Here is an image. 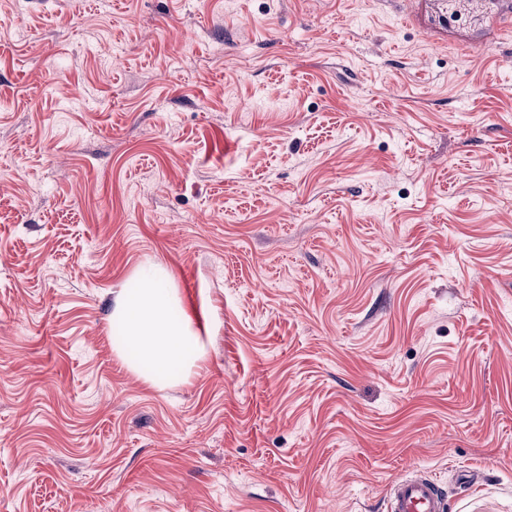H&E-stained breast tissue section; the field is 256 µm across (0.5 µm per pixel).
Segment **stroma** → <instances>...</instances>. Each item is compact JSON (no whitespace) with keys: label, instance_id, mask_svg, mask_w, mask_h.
I'll return each mask as SVG.
<instances>
[{"label":"stroma","instance_id":"35a3bbf8","mask_svg":"<svg viewBox=\"0 0 512 512\" xmlns=\"http://www.w3.org/2000/svg\"><path fill=\"white\" fill-rule=\"evenodd\" d=\"M447 5L0 0V512H512V28ZM137 278L138 288L123 292L114 308L124 336L117 350L132 349L151 380L165 379L195 365L204 346L189 323L173 315L175 296L165 271L141 268ZM446 506L438 484L422 473L396 481L387 496L388 512H446Z\"/></svg>","mask_w":512,"mask_h":512}]
</instances>
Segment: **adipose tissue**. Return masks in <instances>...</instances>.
I'll list each match as a JSON object with an SVG mask.
<instances>
[{"mask_svg": "<svg viewBox=\"0 0 512 512\" xmlns=\"http://www.w3.org/2000/svg\"><path fill=\"white\" fill-rule=\"evenodd\" d=\"M138 286L122 293L113 316L123 328V348L133 350L151 380L164 379L195 365L204 346L186 320L172 312L174 291L164 270L143 268Z\"/></svg>", "mask_w": 512, "mask_h": 512, "instance_id": "adipose-tissue-1", "label": "adipose tissue"}]
</instances>
